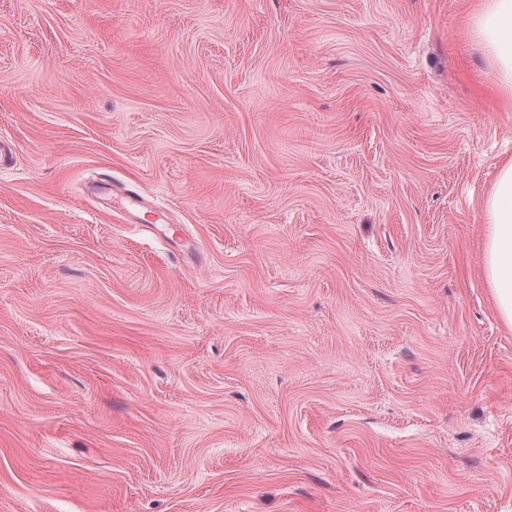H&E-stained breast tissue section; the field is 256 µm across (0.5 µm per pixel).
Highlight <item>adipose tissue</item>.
Here are the masks:
<instances>
[{
  "instance_id": "ef3b65f1",
  "label": "adipose tissue",
  "mask_w": 512,
  "mask_h": 512,
  "mask_svg": "<svg viewBox=\"0 0 512 512\" xmlns=\"http://www.w3.org/2000/svg\"><path fill=\"white\" fill-rule=\"evenodd\" d=\"M472 33L496 72L500 92L512 97V0H478ZM481 263L500 319L512 330V159L500 166L483 199Z\"/></svg>"
}]
</instances>
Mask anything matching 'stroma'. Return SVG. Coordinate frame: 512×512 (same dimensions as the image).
<instances>
[{
	"label": "stroma",
	"instance_id": "35a3bbf8",
	"mask_svg": "<svg viewBox=\"0 0 512 512\" xmlns=\"http://www.w3.org/2000/svg\"><path fill=\"white\" fill-rule=\"evenodd\" d=\"M474 4L0 0V512H512Z\"/></svg>",
	"mask_w": 512,
	"mask_h": 512
}]
</instances>
